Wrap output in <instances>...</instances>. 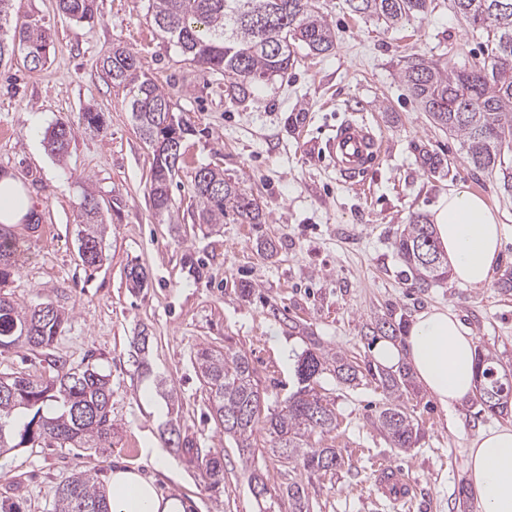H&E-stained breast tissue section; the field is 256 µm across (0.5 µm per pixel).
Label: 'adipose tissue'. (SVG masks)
Instances as JSON below:
<instances>
[{"mask_svg": "<svg viewBox=\"0 0 512 512\" xmlns=\"http://www.w3.org/2000/svg\"><path fill=\"white\" fill-rule=\"evenodd\" d=\"M32 203L21 181L0 176V223L28 219ZM435 237L455 281L489 283L499 261L504 226L486 201L460 185L440 197L431 212ZM376 361L407 363L415 378L443 407L475 393V342L455 314L445 308L418 313L402 345L378 342ZM466 469L479 512H512V427L480 432L467 450ZM112 512H185L179 498L160 496L135 469L113 471Z\"/></svg>", "mask_w": 512, "mask_h": 512, "instance_id": "obj_1", "label": "adipose tissue"}]
</instances>
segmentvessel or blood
Segmentation results:
<instances>
[{
    "label": "vessel or blood",
    "mask_w": 512,
    "mask_h": 512,
    "mask_svg": "<svg viewBox=\"0 0 512 512\" xmlns=\"http://www.w3.org/2000/svg\"><path fill=\"white\" fill-rule=\"evenodd\" d=\"M383 150V143L363 121H348L337 127L328 146L333 166L346 178L367 172ZM378 491L383 499L399 503L409 499L411 483L402 469L388 468L378 480Z\"/></svg>",
    "instance_id": "vessel-or-blood-1"
}]
</instances>
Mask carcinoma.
Returning a JSON list of instances; mask_svg holds the SVG:
<instances>
[{
  "mask_svg": "<svg viewBox=\"0 0 512 512\" xmlns=\"http://www.w3.org/2000/svg\"><path fill=\"white\" fill-rule=\"evenodd\" d=\"M358 16L375 17L393 28L428 14L433 0H345ZM95 0H58L63 15L78 24L95 19ZM452 9L469 26L486 35L487 56L479 65L465 62L452 67L438 59L415 54L400 79L430 120L462 140L464 162L479 170L497 172L504 194L512 196V167L504 150H512V0H451ZM158 31L173 42L187 60L224 73V94L244 100L254 88L288 72L295 50L320 55L331 52L336 36L320 0H149ZM50 35L37 23L14 28L11 41L0 37V65L13 60L16 50L31 71L47 62ZM102 70L115 86L130 95V107L139 135L153 149L150 198L155 214L169 212L170 185L179 169L170 159L171 144L181 145L189 126L175 116L169 94L141 73L139 60L118 47L102 61ZM74 131L58 123L47 131L48 149L67 152ZM194 193L200 203L199 221L222 224H265L267 215L252 192L224 178L217 168L195 172ZM79 246L90 249L81 258L87 267L103 260V217L96 197L86 191L79 203ZM397 255L414 271L416 288H429L448 278V259L442 254L432 225L422 215L406 225L395 242ZM15 243L10 225L0 224V285L15 272ZM132 289L148 285L149 273L140 264L125 270ZM67 320L65 311L50 300L20 307L0 296V350L47 348ZM201 376L209 390L213 417L224 435L236 444L240 459L248 461L256 433L264 431L280 457L306 473L333 470L341 465L334 448L310 442L313 434L336 429L334 408L315 392L319 377L332 372L344 384L368 373L389 393L378 423L393 447L416 445L419 428L405 406L412 387L409 372L375 370L340 352L322 347L315 339L297 360L298 387L277 412L265 410V398L255 380L249 358L241 352L208 348L197 353ZM55 374L30 379L0 375V455L28 446L67 444L71 448L112 447L109 375L94 365L69 368L54 361ZM477 385L481 411L505 415L488 403L485 391L506 388L512 380L497 368L490 353L477 350ZM212 488L224 481V457L215 451L201 461ZM289 512H310L305 488L293 482L287 489ZM53 512H112L104 485L91 475L73 473L53 490Z\"/></svg>",
  "mask_w": 512,
  "mask_h": 512,
  "instance_id": "carcinoma-1",
  "label": "carcinoma"
}]
</instances>
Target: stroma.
Listing matches in <instances>:
<instances>
[{
    "mask_svg": "<svg viewBox=\"0 0 512 512\" xmlns=\"http://www.w3.org/2000/svg\"><path fill=\"white\" fill-rule=\"evenodd\" d=\"M434 0L424 17L397 28L351 15L344 0H323L336 45L313 55L300 49L287 74L259 86L245 102L224 94V75L185 61L156 30L148 0H96L93 25H80L56 0H17L19 21L51 35L49 58L32 71L22 57L0 68V173L18 178L35 204V218L14 225L17 269L4 291L20 306L52 300L68 319L49 354L72 368L92 364L112 382L114 434L108 448H19L0 456V497L12 484L20 512H53V489L83 470L108 483L113 470L136 468L162 496L193 512H260L250 475L264 474L276 512H288L280 493L301 482L315 512H479L467 493L466 452L482 430L512 425L474 400L443 408L425 389L405 404L420 429L415 448H392L377 416L388 400L371 377L339 383L330 373L317 393L336 412V428L313 436L336 449L340 467L314 474L290 470L258 434L249 461L211 414L197 369L198 350L246 353L267 405L280 409L296 386L295 365L306 326L325 348L373 361L372 327L388 319L411 324L431 307L451 311L512 371V291L498 288L512 275V196L496 173L460 163L462 143L435 127L412 99L399 73L411 55L443 61H482L485 43L449 7ZM134 52L144 73L167 92L190 128L171 185V219L160 221L149 198L151 146L135 127L130 97L100 67L113 48ZM102 112L103 130L85 129L87 109ZM366 120L386 150L365 177L370 193L340 179L325 149L326 136L346 120ZM74 130L64 158L53 156L45 134L56 123ZM210 165L252 191L268 215L264 224L197 222L194 175ZM459 184L484 197L506 226L499 262L486 286L448 279L428 289L413 275L394 241L416 215H429L439 197ZM94 192L107 222L106 257L89 268L78 255V203ZM274 257L260 251L262 241ZM201 259L199 274L185 255ZM147 268L148 288L129 290L127 264ZM253 283L250 298L240 281ZM149 338L146 367L132 348ZM289 346L281 353L272 342ZM179 429L202 452L224 455V482L211 489L200 462L167 445ZM168 464L157 468V456ZM393 465L412 480L409 508L381 499V468Z\"/></svg>",
    "mask_w": 512,
    "mask_h": 512,
    "instance_id": "stroma-1",
    "label": "stroma"
}]
</instances>
